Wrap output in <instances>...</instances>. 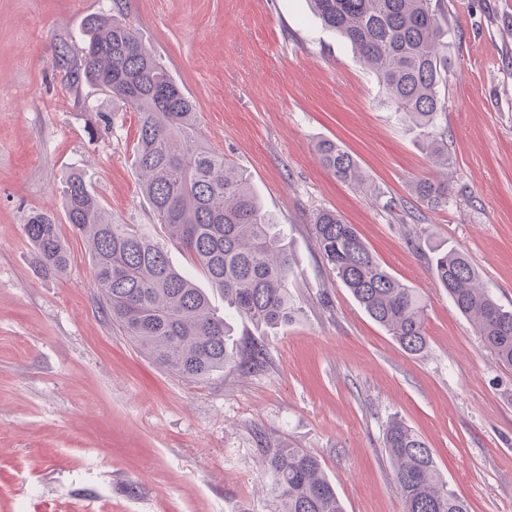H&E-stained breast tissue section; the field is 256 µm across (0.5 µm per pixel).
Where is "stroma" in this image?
Instances as JSON below:
<instances>
[{"label": "stroma", "mask_w": 512, "mask_h": 512, "mask_svg": "<svg viewBox=\"0 0 512 512\" xmlns=\"http://www.w3.org/2000/svg\"><path fill=\"white\" fill-rule=\"evenodd\" d=\"M443 4L445 167L307 0H0V512H274L259 431L316 455L345 512H403L382 444L394 418L471 512H512V368L429 266L431 247L460 251L512 307V0ZM108 9L167 64L200 138L283 226L293 319L236 333L263 342L262 368L173 375L97 301L87 243L65 218L74 173L112 218L144 225L177 271H194L140 192L135 114L56 63ZM323 139L353 155L366 188L326 170ZM424 179L447 180L446 204L412 194ZM321 209L422 296L424 354L406 353L330 271L310 233ZM34 212L61 226L62 275L33 263Z\"/></svg>", "instance_id": "obj_1"}]
</instances>
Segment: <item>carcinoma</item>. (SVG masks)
<instances>
[{"label":"carcinoma","instance_id":"obj_1","mask_svg":"<svg viewBox=\"0 0 512 512\" xmlns=\"http://www.w3.org/2000/svg\"><path fill=\"white\" fill-rule=\"evenodd\" d=\"M322 24L335 31L369 67L395 111L429 138L431 153L448 165V145L436 128L447 112L440 94L441 0H311ZM87 45L70 59L59 57L77 78L97 86L134 112L138 138L133 164L157 223L177 242L212 287L224 294V314L190 278L169 263L164 246L134 224L107 217L83 176L64 186L66 220L88 243L93 288L134 344L164 369L203 379L239 362L259 368L266 350L252 342L236 353L229 346L228 316L257 326L288 322L291 261L281 224L263 209L250 177L198 136V112L166 65L142 43L122 12L89 19ZM323 165L337 179L361 186L358 164L333 140L317 143ZM414 193L431 207L448 203V182L420 180ZM315 245L336 277L364 311L409 354L428 348L425 304L418 292L390 273L358 230L333 210L312 219ZM35 266L45 276L64 273L70 253L60 225L36 212L24 225ZM431 269L459 313L472 321L482 347L512 367V309L495 302L463 254L433 247ZM264 474L277 501L275 512H344L335 485L320 460L303 448H273L256 435ZM404 512H470L467 501L448 488L433 453L398 419L383 433Z\"/></svg>","mask_w":512,"mask_h":512}]
</instances>
